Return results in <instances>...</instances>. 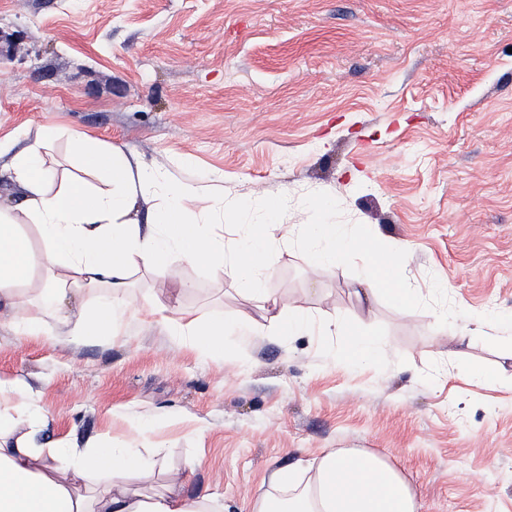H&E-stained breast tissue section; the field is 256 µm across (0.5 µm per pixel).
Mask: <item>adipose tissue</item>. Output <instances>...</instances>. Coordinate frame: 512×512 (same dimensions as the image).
Instances as JSON below:
<instances>
[{
  "instance_id": "obj_1",
  "label": "adipose tissue",
  "mask_w": 512,
  "mask_h": 512,
  "mask_svg": "<svg viewBox=\"0 0 512 512\" xmlns=\"http://www.w3.org/2000/svg\"><path fill=\"white\" fill-rule=\"evenodd\" d=\"M57 130L44 129L11 161L22 200L0 206V310L16 313V335L64 337L72 344L118 335L128 317L146 315L151 324L178 336L190 350L224 362L223 317L201 318L182 304L187 282H178L167 305L151 296L131 302L126 294L135 267L157 275L176 265L204 266L250 281L262 291L261 272L269 248L289 243L313 252L333 266L352 253L367 267L363 292L379 286L394 292L406 311L418 306L419 292L402 287L407 249L380 246L371 236L347 233L339 224H278L263 215L239 224L225 243L224 214L237 204L224 189L200 188L111 145L94 143L72 131L68 139L86 169L106 172L107 189L78 179L58 182L48 158ZM206 195L209 205L193 202ZM153 196L160 206L149 227L134 213L138 199ZM95 295L83 306L85 295ZM11 387L0 381V512H225L223 498L183 494L180 475H170L155 490L130 485L137 472L151 476L158 449L131 447L104 436L85 447H66L43 439L45 413L31 398L7 399ZM306 479L275 471L254 493L250 512H420L421 505L404 474L382 457L355 449H332L307 464Z\"/></svg>"
}]
</instances>
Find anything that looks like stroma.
Segmentation results:
<instances>
[{
  "label": "stroma",
  "instance_id": "35a3bbf8",
  "mask_svg": "<svg viewBox=\"0 0 512 512\" xmlns=\"http://www.w3.org/2000/svg\"><path fill=\"white\" fill-rule=\"evenodd\" d=\"M0 142L86 133L224 181L282 224L372 225L406 245L415 313L359 296L363 262L272 249L264 286L307 316L266 336L245 281L179 265L196 315L253 326L218 365L140 318L74 345L18 338L0 380L82 444L146 426L159 468L231 512L278 468L351 448L403 470L421 512H512V0H0ZM495 317L479 330L455 309ZM342 318L378 341L343 360Z\"/></svg>",
  "mask_w": 512,
  "mask_h": 512
}]
</instances>
